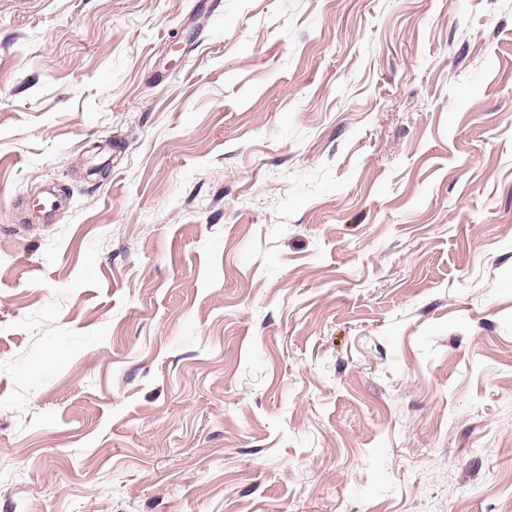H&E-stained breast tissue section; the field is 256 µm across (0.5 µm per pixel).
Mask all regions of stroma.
<instances>
[{
	"label": "stroma",
	"instance_id": "1",
	"mask_svg": "<svg viewBox=\"0 0 512 512\" xmlns=\"http://www.w3.org/2000/svg\"><path fill=\"white\" fill-rule=\"evenodd\" d=\"M3 469L512 512V0H0Z\"/></svg>",
	"mask_w": 512,
	"mask_h": 512
}]
</instances>
